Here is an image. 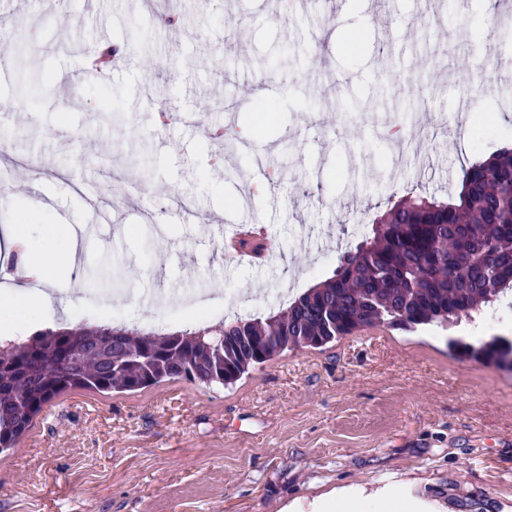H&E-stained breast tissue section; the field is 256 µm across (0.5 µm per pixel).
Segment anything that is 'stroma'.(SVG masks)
<instances>
[{"instance_id": "obj_1", "label": "stroma", "mask_w": 512, "mask_h": 512, "mask_svg": "<svg viewBox=\"0 0 512 512\" xmlns=\"http://www.w3.org/2000/svg\"><path fill=\"white\" fill-rule=\"evenodd\" d=\"M54 0L5 21L24 66L0 78L19 100L0 114V165L26 160L32 180L0 203V252L24 268L28 242L74 295L66 312H0V337L33 328L199 325L277 310L278 284L331 275L335 245L356 244L389 200L457 194L475 156L512 144V0H173L179 27L145 0ZM126 43L145 69L79 79L102 39ZM287 53L276 72L267 59ZM276 110L248 148L224 158L212 126L253 124L245 83ZM494 113L481 135L451 109ZM174 113L168 125L158 110ZM424 136L427 167L384 134ZM126 184L111 231L64 245L98 223ZM270 225L266 261L226 256L210 221ZM512 336V310L404 332L366 328L318 349L283 353L235 385L186 381L137 392L61 395L19 448L0 454V512H281L347 486L375 497L398 487L428 512H512V373L459 360L448 339L475 322Z\"/></svg>"}]
</instances>
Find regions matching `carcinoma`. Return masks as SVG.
<instances>
[{
	"label": "carcinoma",
	"mask_w": 512,
	"mask_h": 512,
	"mask_svg": "<svg viewBox=\"0 0 512 512\" xmlns=\"http://www.w3.org/2000/svg\"><path fill=\"white\" fill-rule=\"evenodd\" d=\"M512 295V145L462 169L446 201L395 202L332 275L281 312L179 331L122 324L41 330L0 339V453L62 394L134 392L167 381L229 386L285 352L321 348L374 326L411 331L472 316ZM448 348L512 371V340Z\"/></svg>",
	"instance_id": "carcinoma-1"
}]
</instances>
